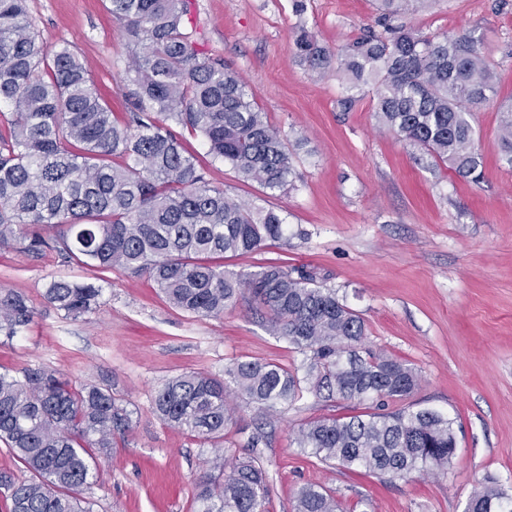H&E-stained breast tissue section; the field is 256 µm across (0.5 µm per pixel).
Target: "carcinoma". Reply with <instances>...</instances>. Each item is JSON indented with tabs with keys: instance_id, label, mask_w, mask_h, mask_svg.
<instances>
[{
	"instance_id": "obj_1",
	"label": "carcinoma",
	"mask_w": 512,
	"mask_h": 512,
	"mask_svg": "<svg viewBox=\"0 0 512 512\" xmlns=\"http://www.w3.org/2000/svg\"><path fill=\"white\" fill-rule=\"evenodd\" d=\"M428 0H379L376 26L336 53L300 30L295 56L321 75L336 72L349 94L375 91V112L399 140L426 149L459 175L477 179L482 153L471 112L494 95L493 68L470 33L422 36L395 19ZM123 24L135 86L127 120L114 119L85 63L69 47L48 49L26 0H0V248L38 254L45 232L61 228L67 257L101 270L152 279L168 302L195 317H220L247 297L266 314L268 331L310 353L304 376L259 360L237 361L224 376L189 372L156 392L153 414L207 441L214 452L195 481L199 512H265L267 471L253 457L224 458L228 397L243 395L267 414L327 391L331 398L375 402L364 416L318 418L298 430V447L318 460L390 477L438 476L456 453L453 420L431 409L383 411L418 386L415 370L385 353L358 347L365 323L331 288L268 264L226 271V253H255L285 238L273 208L238 202L211 185L178 126L200 135L208 152L244 181L271 191L290 185L292 156L256 105L242 77L205 53L189 31L190 0H109ZM499 145L512 166V105L499 106ZM101 288L52 279L46 301L68 317L98 304ZM28 299L0 287V331L28 325ZM133 425L108 386L74 389L55 372H0V442L30 477L3 480L9 512H94L82 492L97 476L91 463L111 455ZM294 512H340L323 487L307 486ZM467 512H512V499L483 484Z\"/></svg>"
}]
</instances>
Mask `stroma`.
I'll list each match as a JSON object with an SVG mask.
<instances>
[{"instance_id":"stroma-1","label":"stroma","mask_w":512,"mask_h":512,"mask_svg":"<svg viewBox=\"0 0 512 512\" xmlns=\"http://www.w3.org/2000/svg\"><path fill=\"white\" fill-rule=\"evenodd\" d=\"M107 0H27L39 37L69 46L100 93L124 117L131 54ZM192 0L190 21L204 47L236 70L284 137L294 186L270 193L213 161L201 138L185 134L207 179L235 199L275 208L287 219V242L253 254H228L225 269L283 262L294 274L335 289L364 320L363 345L406 361L419 376L414 392L390 409H432L454 421L457 452L447 474L390 480L334 468L298 448L299 426L320 417L372 411V403L304 394L259 421L243 397L224 449L256 456L267 470L266 512H293L298 491L325 487L343 512H465L472 492L496 480L512 496V167L500 159L497 104L512 99V0H431L402 22L423 36L467 31L481 39L494 66L495 100L474 112L483 166L479 180L459 177L424 150L378 124L373 93L350 111L335 72L316 74L294 54L298 28L335 50L374 25L373 0ZM65 278L99 286L97 308L66 317L47 303V283ZM35 309L16 335L0 332V367L20 374L42 366L74 386H110L133 426L111 456L97 462L94 512H196L195 479L209 444L159 421L158 387L185 372L223 374L236 361L260 360L296 370L305 353L272 336L255 304L223 317H193L173 307L147 277L102 272L64 259L0 249V287ZM265 438L249 442L256 425Z\"/></svg>"}]
</instances>
